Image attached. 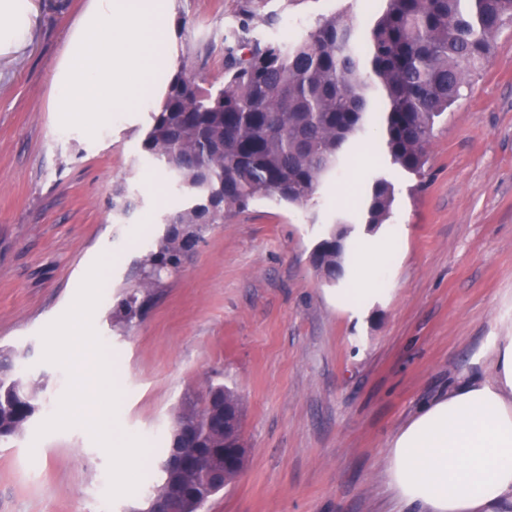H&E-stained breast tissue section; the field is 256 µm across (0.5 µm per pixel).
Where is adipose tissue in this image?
Segmentation results:
<instances>
[{"instance_id":"1","label":"adipose tissue","mask_w":512,"mask_h":512,"mask_svg":"<svg viewBox=\"0 0 512 512\" xmlns=\"http://www.w3.org/2000/svg\"><path fill=\"white\" fill-rule=\"evenodd\" d=\"M31 26V0H0V47ZM494 369L423 408L386 448L385 477L406 512H493L512 497V336Z\"/></svg>"}]
</instances>
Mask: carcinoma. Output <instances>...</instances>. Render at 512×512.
Returning a JSON list of instances; mask_svg holds the SVG:
<instances>
[{"mask_svg": "<svg viewBox=\"0 0 512 512\" xmlns=\"http://www.w3.org/2000/svg\"><path fill=\"white\" fill-rule=\"evenodd\" d=\"M234 41L224 45V82L205 84L181 65L163 107L150 113L142 140L146 158L162 165L188 193L186 206L163 217L157 244L138 264L139 282L113 317L125 326L142 316L147 297L178 271L200 237L259 198L305 205L340 163L345 148L371 125L382 156L421 174L434 124L461 98L467 77L488 63L490 38L512 22V0H384L365 32L341 16L320 18L299 36L262 43L252 38L254 0H240ZM392 184L376 176L361 209L373 232L390 217ZM352 225L341 222L320 244L314 268L332 281L344 272ZM21 354L0 349V439L21 433L39 409L40 383L19 371ZM213 402L241 411L235 393L211 383ZM207 399H186L174 430L187 427L186 448H222ZM246 458L225 469L224 484L200 471L159 470L153 494L180 482L196 487L185 512H198L231 484Z\"/></svg>", "mask_w": 512, "mask_h": 512, "instance_id": "1", "label": "carcinoma"}]
</instances>
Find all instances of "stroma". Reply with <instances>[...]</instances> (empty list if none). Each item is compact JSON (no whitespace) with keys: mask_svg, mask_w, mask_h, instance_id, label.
<instances>
[{"mask_svg":"<svg viewBox=\"0 0 512 512\" xmlns=\"http://www.w3.org/2000/svg\"><path fill=\"white\" fill-rule=\"evenodd\" d=\"M32 3L25 40L0 51V347L24 353L41 408L0 442V512H135L157 463L120 475L91 419L119 412L129 447L151 448L182 401L213 382L241 400L248 457L200 512H399L383 449L427 402L491 378L494 347L512 336V26L492 36L489 64L436 123L422 176L389 166L377 134L364 135L308 205L258 199L210 225L125 329L112 311L185 194L165 176L158 195L143 181L155 169L141 147L148 113H115L92 139L58 128L51 84L88 0ZM238 3L174 0L179 58L206 82L224 79ZM256 4L253 35L264 42L334 13L361 32L374 19L361 0ZM374 174L392 183L394 203L371 233L357 203ZM119 185L133 201L124 214L112 208ZM342 215L352 240L402 243L364 311L339 301L354 262L329 282L310 260ZM86 303L114 389L88 396V419L73 421L77 378L54 343Z\"/></svg>","mask_w":512,"mask_h":512,"instance_id":"stroma-1","label":"stroma"}]
</instances>
